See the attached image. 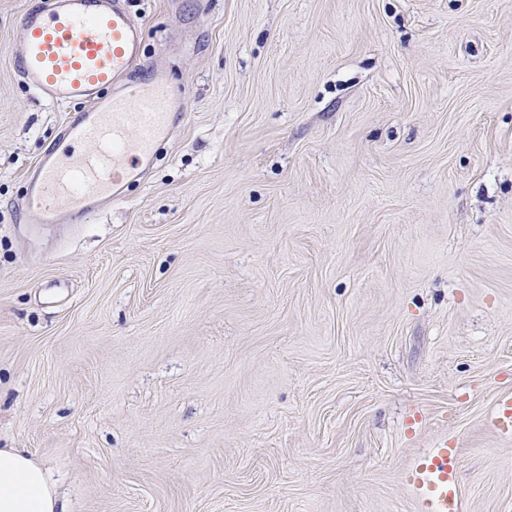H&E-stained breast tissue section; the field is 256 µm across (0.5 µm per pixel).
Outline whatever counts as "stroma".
Here are the masks:
<instances>
[{
    "mask_svg": "<svg viewBox=\"0 0 512 512\" xmlns=\"http://www.w3.org/2000/svg\"><path fill=\"white\" fill-rule=\"evenodd\" d=\"M0 0V448L66 512H512V0H127L185 116L86 224H28L70 115ZM447 447L444 443L418 457L407 469L406 481L419 512H460L456 449Z\"/></svg>",
    "mask_w": 512,
    "mask_h": 512,
    "instance_id": "obj_1",
    "label": "stroma"
}]
</instances>
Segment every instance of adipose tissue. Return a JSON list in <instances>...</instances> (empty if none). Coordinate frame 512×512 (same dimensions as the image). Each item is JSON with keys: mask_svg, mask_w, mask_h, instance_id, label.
I'll return each mask as SVG.
<instances>
[{"mask_svg": "<svg viewBox=\"0 0 512 512\" xmlns=\"http://www.w3.org/2000/svg\"><path fill=\"white\" fill-rule=\"evenodd\" d=\"M0 512H65L42 465L21 448H0Z\"/></svg>", "mask_w": 512, "mask_h": 512, "instance_id": "1", "label": "adipose tissue"}]
</instances>
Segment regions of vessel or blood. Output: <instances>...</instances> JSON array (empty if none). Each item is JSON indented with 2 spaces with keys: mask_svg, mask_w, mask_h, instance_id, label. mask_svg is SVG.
<instances>
[{
  "mask_svg": "<svg viewBox=\"0 0 512 512\" xmlns=\"http://www.w3.org/2000/svg\"><path fill=\"white\" fill-rule=\"evenodd\" d=\"M18 74L62 104H81L27 176L36 224H83L144 177L174 131L182 98L162 66L144 63L142 24L126 0H42L16 31ZM406 481L418 512H460L455 449L413 461Z\"/></svg>",
  "mask_w": 512,
  "mask_h": 512,
  "instance_id": "1",
  "label": "vessel or blood"
}]
</instances>
